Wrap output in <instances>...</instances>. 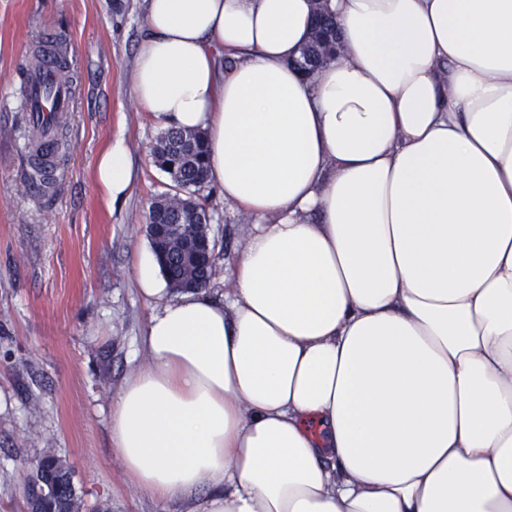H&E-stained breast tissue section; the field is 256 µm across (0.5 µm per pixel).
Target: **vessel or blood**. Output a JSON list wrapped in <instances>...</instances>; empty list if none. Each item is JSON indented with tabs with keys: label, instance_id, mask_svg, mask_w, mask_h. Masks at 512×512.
I'll return each mask as SVG.
<instances>
[{
	"label": "vessel or blood",
	"instance_id": "b4317fda",
	"mask_svg": "<svg viewBox=\"0 0 512 512\" xmlns=\"http://www.w3.org/2000/svg\"><path fill=\"white\" fill-rule=\"evenodd\" d=\"M26 86L30 124L43 132H51L57 121L70 110L72 92L69 85L61 82L53 65L47 63L28 75Z\"/></svg>",
	"mask_w": 512,
	"mask_h": 512
}]
</instances>
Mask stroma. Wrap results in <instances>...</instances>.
<instances>
[{"label":"stroma","mask_w":512,"mask_h":512,"mask_svg":"<svg viewBox=\"0 0 512 512\" xmlns=\"http://www.w3.org/2000/svg\"><path fill=\"white\" fill-rule=\"evenodd\" d=\"M143 0H0V512H28L24 461L66 460L82 512H188L144 495L119 462L111 407L146 363L138 349L150 311L134 263L149 246L151 200L167 192L151 147L161 124L134 99L131 72ZM66 49L72 107L57 131L55 181L30 182L33 134L22 81L45 45ZM133 158L126 197L107 206L93 172L111 140ZM215 260L210 287L250 229L215 187L204 190Z\"/></svg>","instance_id":"1"}]
</instances>
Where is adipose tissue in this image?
<instances>
[{"label":"adipose tissue","instance_id":"adipose-tissue-1","mask_svg":"<svg viewBox=\"0 0 512 512\" xmlns=\"http://www.w3.org/2000/svg\"><path fill=\"white\" fill-rule=\"evenodd\" d=\"M342 59L294 64L316 7ZM251 221L223 294L135 277L112 401L190 512H512V0H145L131 77ZM123 139L96 161L125 198Z\"/></svg>","mask_w":512,"mask_h":512}]
</instances>
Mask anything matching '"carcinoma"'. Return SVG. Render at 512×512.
Returning <instances> with one entry per match:
<instances>
[{"instance_id":"carcinoma-1","label":"carcinoma","mask_w":512,"mask_h":512,"mask_svg":"<svg viewBox=\"0 0 512 512\" xmlns=\"http://www.w3.org/2000/svg\"><path fill=\"white\" fill-rule=\"evenodd\" d=\"M327 62V55L309 44L302 49L298 64L312 69ZM152 158L156 167L167 174L175 194L183 201L178 212V223L190 224L199 234L208 233L201 222L204 206L199 202L200 192L206 187V145L199 133H183L169 129L157 139ZM171 194L155 197L149 205L148 223L158 228L147 231L151 244L158 256L162 270L172 285L188 287L180 277L183 266L196 270L197 288L208 286L212 274L213 251L199 253L184 245L181 235L165 227L169 223ZM35 479L41 493L29 497L30 512H80L81 501L72 480L68 463L54 455L47 454L36 461Z\"/></svg>"}]
</instances>
